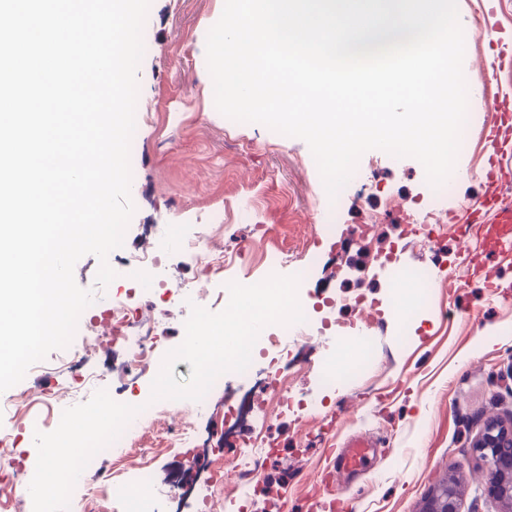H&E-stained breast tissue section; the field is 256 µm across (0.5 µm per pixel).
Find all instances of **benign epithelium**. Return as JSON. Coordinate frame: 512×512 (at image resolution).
I'll list each match as a JSON object with an SVG mask.
<instances>
[{"label": "benign epithelium", "mask_w": 512, "mask_h": 512, "mask_svg": "<svg viewBox=\"0 0 512 512\" xmlns=\"http://www.w3.org/2000/svg\"><path fill=\"white\" fill-rule=\"evenodd\" d=\"M474 448L483 462L482 480L488 494L502 506L501 512H512V423H488ZM457 483L440 482L422 512H461Z\"/></svg>", "instance_id": "benign-epithelium-1"}]
</instances>
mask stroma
Masks as SVG:
<instances>
[{
	"label": "stroma",
	"mask_w": 512,
	"mask_h": 512,
	"mask_svg": "<svg viewBox=\"0 0 512 512\" xmlns=\"http://www.w3.org/2000/svg\"><path fill=\"white\" fill-rule=\"evenodd\" d=\"M456 4L466 42L464 76L477 82L468 103L475 145L457 157L462 176L449 195L437 198L440 235L428 241L402 236L409 198L429 189L419 161L367 151L358 162L364 179L348 182L342 197L328 201L304 140L217 111L206 36L224 0H152L130 152L135 212L124 242L135 253L167 246L163 276L170 299L161 301L153 286L135 297L144 318L162 325L164 338L135 388H128L123 350L110 340L102 302L123 291L126 280L120 275L107 288L97 287L98 258L79 259L74 278L93 290L95 300L83 311L71 345L52 351L21 387L0 394V438L16 449L20 464L34 469L35 431L57 428L63 410L88 401L96 388L128 404L150 394L164 355L185 337L191 305L221 311L227 276L256 279L271 262L290 275L294 267L285 258L292 255L314 268L306 288L312 301L335 296L337 318L364 328L369 353L342 348L334 330L313 322L306 353L294 345L263 352L255 366L261 372L287 367L285 396L322 400L319 411L280 414L276 399L234 381L213 391L210 411L199 417L187 416L182 402L163 401L164 424L189 422L202 440L221 425L226 403L246 394L265 405V435L278 447L253 475L267 493L251 512H421L450 475L461 487L462 512H498L477 480L481 460L473 444L487 421L512 417V249L499 246L493 225L470 222L462 204L483 190L489 129L481 103L499 87H512V68L497 82L479 84L491 50L475 14L495 12L498 39L512 45V0ZM320 201L339 213L323 229L313 221ZM202 224L217 227L209 245L224 255L222 275L185 266L177 254L178 244ZM395 240L402 247L399 263L428 271L440 286L423 294L418 311L381 320L354 300L394 294L376 258ZM182 288L192 289L194 304L180 300ZM94 339L102 343L96 357L101 385L72 381L57 370L60 359L81 353ZM327 375L334 383L325 391L320 379ZM352 435L371 437L374 455L363 472L337 474L328 453Z\"/></svg>",
	"instance_id": "obj_1"
}]
</instances>
